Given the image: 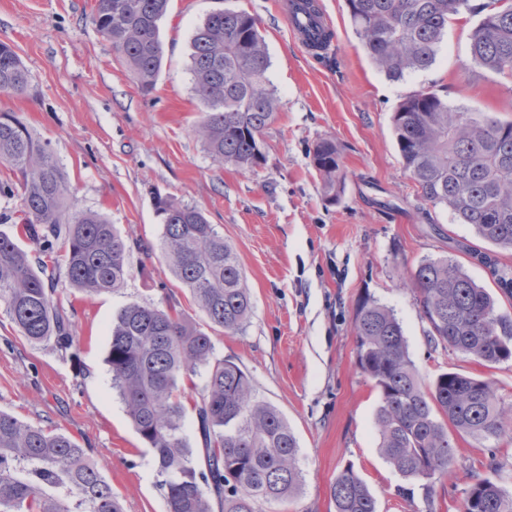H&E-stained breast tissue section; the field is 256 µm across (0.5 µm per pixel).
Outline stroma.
Returning <instances> with one entry per match:
<instances>
[{"label":"stroma","mask_w":512,"mask_h":512,"mask_svg":"<svg viewBox=\"0 0 512 512\" xmlns=\"http://www.w3.org/2000/svg\"><path fill=\"white\" fill-rule=\"evenodd\" d=\"M318 3L334 44L311 56L276 0H170L161 23L163 69L146 94L91 23L92 0H0V41L14 46L30 75L26 94L0 93V113H14L48 142L78 207L103 211L140 244L118 291L88 294L55 275L53 299L73 324L69 350L29 345L0 303V411L90 449L124 512H166V502L151 455L112 388L105 362L112 318L132 302L164 306L171 294L191 322L205 321L163 260L156 191L206 209L244 271L252 314L241 331L216 330L212 338L217 356L242 368L257 398L275 406L298 439L302 481L276 512H334L330 486L349 465L375 493L378 512H461L477 477L512 493L509 432L484 445L456 439L454 472L437 483L433 502L399 496L403 479L379 451V395L357 367L352 330L358 300L371 297L393 310L423 380L460 371L491 379L512 398V362L489 368L431 348L417 298L400 286L424 259L484 245L471 225L420 198L392 126L400 102L422 89L511 121L512 80L469 65L477 23L469 13L449 22L430 68L394 82L361 49L345 0ZM221 7L257 18L279 98L264 136L267 162L253 172L217 165L193 132L205 108L188 69L190 41ZM324 137L335 138L348 174L334 204L308 156Z\"/></svg>","instance_id":"1"}]
</instances>
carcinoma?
I'll return each instance as SVG.
<instances>
[{"instance_id": "obj_1", "label": "carcinoma", "mask_w": 512, "mask_h": 512, "mask_svg": "<svg viewBox=\"0 0 512 512\" xmlns=\"http://www.w3.org/2000/svg\"><path fill=\"white\" fill-rule=\"evenodd\" d=\"M367 57L387 78L431 67L450 17L480 16L470 37L469 63L512 78V0H345ZM169 0H93L90 19L141 91L162 71L160 23ZM257 19L245 10L216 9L191 39L195 95L207 108L194 127L213 162L242 171L265 163L263 135L276 119L278 98ZM28 72L14 47L0 41V91L22 94ZM393 131L404 168L424 202L441 206L481 240L512 250V121L454 109L434 90L408 96L394 112ZM309 156L326 201H338L347 172L336 141H316ZM18 180H0V198L22 227L0 231V302L25 340L73 345L71 323L46 284L48 268L64 266L70 283L89 293L123 287L131 247L100 212L70 201L67 174L49 144L10 112L0 113V164ZM162 221L161 250L172 274L190 291L206 325L240 331L252 310L237 254L206 212L175 198L153 196ZM42 255L32 262L20 236ZM403 286L416 294L433 346L488 366L512 360V315L477 284L454 256L424 259ZM107 363L112 389L152 460L167 512H263L300 485V448L280 411L261 400L248 375L215 354L212 336L172 305L131 303L112 321ZM353 333L360 373L379 393L378 448L409 482L400 494L430 502L436 482L452 472L453 436L479 443L512 428V402L493 383L442 371L424 383L393 311L372 298L355 309ZM203 381L194 401L204 441V466L183 434L187 397L182 383ZM334 512H378L367 482L349 465L330 487ZM0 512H123L88 449L62 433L0 411ZM462 512H512V495L498 483L468 486Z\"/></svg>"}]
</instances>
